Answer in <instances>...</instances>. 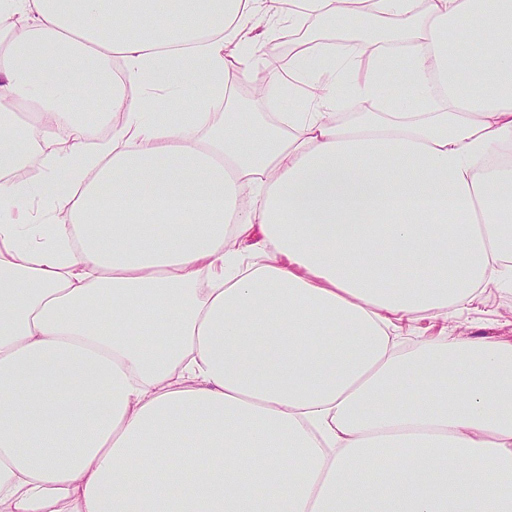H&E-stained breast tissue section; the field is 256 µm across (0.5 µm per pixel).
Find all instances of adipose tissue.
<instances>
[{
  "label": "adipose tissue",
  "mask_w": 512,
  "mask_h": 512,
  "mask_svg": "<svg viewBox=\"0 0 512 512\" xmlns=\"http://www.w3.org/2000/svg\"><path fill=\"white\" fill-rule=\"evenodd\" d=\"M0 17V512H512V342L399 336L512 283V0ZM231 87V86H230ZM252 87L245 79L238 76L236 83L231 87L232 97H246L248 99L249 110L251 112H289L295 108V101L292 99H283L278 108L269 107L265 102L259 99L257 95H250L248 88Z\"/></svg>",
  "instance_id": "1"
}]
</instances>
